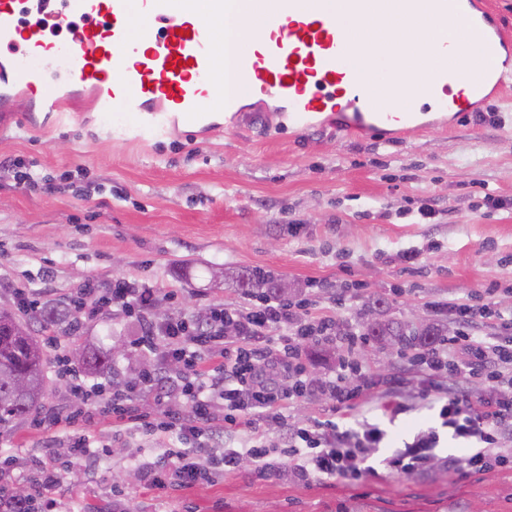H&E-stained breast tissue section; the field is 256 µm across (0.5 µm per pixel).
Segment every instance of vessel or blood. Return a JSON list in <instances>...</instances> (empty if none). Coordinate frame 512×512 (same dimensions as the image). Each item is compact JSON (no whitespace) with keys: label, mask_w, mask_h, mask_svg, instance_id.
I'll use <instances>...</instances> for the list:
<instances>
[{"label":"vessel or blood","mask_w":512,"mask_h":512,"mask_svg":"<svg viewBox=\"0 0 512 512\" xmlns=\"http://www.w3.org/2000/svg\"><path fill=\"white\" fill-rule=\"evenodd\" d=\"M234 3L243 19L264 16L258 33L239 34L248 50L236 61L237 73L283 101L280 117L299 134L329 126L344 137L401 136L440 123L448 112L472 111L511 86L497 71L477 73L461 63L438 68L417 88L429 109L375 111L364 103L367 74L354 57L347 22L327 11L324 0H277L269 12L263 0ZM413 6V0H376L373 15H360L358 24L386 23ZM225 11V0H200L196 8L188 0H0V55L16 80L43 88L44 110H62L54 89L87 84L105 107L135 112V121L114 126L113 136L148 142L178 119L200 122L222 111L214 96L213 50ZM432 19L451 28L465 24L469 49L480 55L504 44L486 0H432ZM135 38L143 49L134 55ZM461 86L468 96L458 94Z\"/></svg>","instance_id":"obj_1"}]
</instances>
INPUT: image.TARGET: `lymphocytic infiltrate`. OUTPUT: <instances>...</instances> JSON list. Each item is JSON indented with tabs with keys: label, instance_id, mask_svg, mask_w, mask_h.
Wrapping results in <instances>:
<instances>
[{
	"label": "lymphocytic infiltrate",
	"instance_id": "obj_1",
	"mask_svg": "<svg viewBox=\"0 0 512 512\" xmlns=\"http://www.w3.org/2000/svg\"><path fill=\"white\" fill-rule=\"evenodd\" d=\"M492 295L487 288L450 302L459 321L454 335L434 346L407 351L408 361L419 368V396L436 407L440 425L417 432L411 442L386 457L379 469L370 465L369 451L382 442L383 431L374 425L358 430L343 421L381 385L354 360L363 337L352 331L337 332L333 317H312L304 300L293 303L264 297L244 312L214 304L201 319L181 315L158 321L152 310L164 297L162 289L122 278L106 286L89 279L72 299L78 317L73 330H80L83 322L94 320L104 308L119 307L134 324L131 347L159 350V363L140 370L124 388L113 389L87 384L82 370L66 353H55V366L68 377L75 405L66 414H39L32 425L46 431L63 422L72 427L100 415L132 424L145 435L176 433L180 449L170 461L150 469V483L158 489L190 488L213 479L200 455L202 436L214 428L230 434L243 428L251 432L245 449H225L220 460L225 469L236 468L240 456L246 454L258 462L260 475L277 474V467L268 460L260 422L285 425L290 400L327 394L335 403L339 421L316 420L288 433L283 455L298 479H341L356 485L384 475L414 478L427 470L440 440L438 430L443 427L473 445L467 456L450 460L454 479L467 480L494 467L512 466L511 459L495 453L500 433L512 426V396L494 391L501 378L500 365H512V339L490 342L472 332L476 320L495 316ZM313 345L333 346L338 354L332 373L321 380L305 375L304 355ZM459 349L467 353V360L454 359ZM173 362L179 366L178 374L162 377V364ZM471 378L482 380L484 394L474 397L451 386L453 380ZM163 381L186 398L189 413L161 408L141 411L137 395L158 388ZM218 398L224 402L220 419L213 412Z\"/></svg>",
	"mask_w": 512,
	"mask_h": 512
}]
</instances>
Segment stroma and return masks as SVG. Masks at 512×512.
<instances>
[{
    "mask_svg": "<svg viewBox=\"0 0 512 512\" xmlns=\"http://www.w3.org/2000/svg\"><path fill=\"white\" fill-rule=\"evenodd\" d=\"M236 108L232 129L208 133L187 122L143 144L112 138L111 123L99 121L86 97L50 125L22 106L0 116V310L18 312L19 288L42 289L44 304H64L86 279L122 277L173 292L162 303L165 315L201 317L214 303H254L239 277L260 270L287 286L288 300L305 295L313 315L333 316L343 329L418 314L452 332L456 316L447 302L483 288L493 289L498 310L512 312V93L454 128L388 142L328 128L303 135L286 129L271 139L265 130L278 118L262 97ZM18 159L36 162L52 189L17 186L11 165ZM495 198L502 207L492 206ZM424 204L433 219H420ZM411 250L419 263L401 260ZM354 281L362 292L339 305ZM54 332L67 349L111 354L110 371L86 372L91 384H126L157 360L115 352L131 333L116 308L79 335L59 326ZM358 355L377 378H407L352 415L387 432L372 451L376 466L431 426L433 412L399 355L375 342ZM392 401L407 413L389 419ZM79 436L109 454L62 470L46 493L54 512H512V469L453 481L444 459L465 456L469 447L447 436L430 472L408 481L304 482L285 469L262 479L253 461L189 489L161 490L144 474L178 448L175 435H141L103 417L45 432L23 418L0 430V459L13 461L10 489L36 494V461L49 448L67 455Z\"/></svg>",
    "mask_w": 512,
    "mask_h": 512,
    "instance_id": "1",
    "label": "stroma"
}]
</instances>
